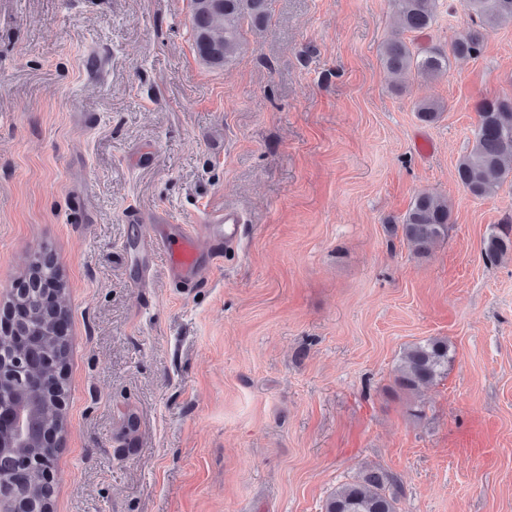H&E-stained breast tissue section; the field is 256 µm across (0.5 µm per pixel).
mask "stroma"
<instances>
[{"label":"stroma","mask_w":512,"mask_h":512,"mask_svg":"<svg viewBox=\"0 0 512 512\" xmlns=\"http://www.w3.org/2000/svg\"><path fill=\"white\" fill-rule=\"evenodd\" d=\"M237 60L193 48L188 0H0V305L53 258L70 358L54 512H321L366 470L399 512H512V178L459 182L480 102L512 97V22L430 81L381 58L475 29L439 0L423 34L391 0H273ZM443 103L428 124L418 100ZM447 198L417 256L392 233ZM236 209L237 250L172 288L163 245ZM447 338V375L394 386L403 349ZM450 208L448 200L423 192L419 194L404 216L402 224L394 227L402 238L419 256L429 253L432 245L448 234ZM482 253L489 260H499L507 256L512 250V239L506 234L490 233L483 238Z\"/></svg>","instance_id":"obj_1"}]
</instances>
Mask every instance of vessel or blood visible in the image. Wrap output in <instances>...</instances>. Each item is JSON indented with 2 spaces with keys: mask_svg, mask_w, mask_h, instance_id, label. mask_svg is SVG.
<instances>
[{
  "mask_svg": "<svg viewBox=\"0 0 512 512\" xmlns=\"http://www.w3.org/2000/svg\"><path fill=\"white\" fill-rule=\"evenodd\" d=\"M210 237L209 252H201V237ZM242 226L239 213L224 208L220 213L210 215L203 231L185 230L177 244L168 246L170 277L174 283H197L207 280L224 252L235 249L241 240Z\"/></svg>",
  "mask_w": 512,
  "mask_h": 512,
  "instance_id": "obj_1",
  "label": "vessel or blood"
}]
</instances>
